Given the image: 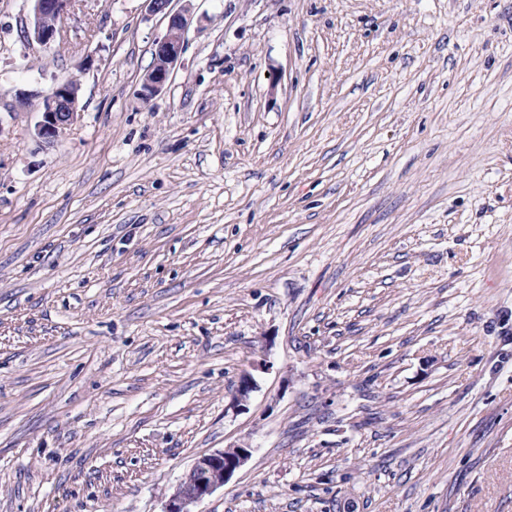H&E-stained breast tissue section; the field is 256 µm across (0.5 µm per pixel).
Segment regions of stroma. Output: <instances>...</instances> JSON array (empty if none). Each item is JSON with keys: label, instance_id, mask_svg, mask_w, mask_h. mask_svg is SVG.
I'll use <instances>...</instances> for the list:
<instances>
[{"label": "stroma", "instance_id": "35a3bbf8", "mask_svg": "<svg viewBox=\"0 0 512 512\" xmlns=\"http://www.w3.org/2000/svg\"><path fill=\"white\" fill-rule=\"evenodd\" d=\"M189 9L0 0V512H512V0ZM32 9L27 26L31 42L45 46L61 37L60 22L74 5L75 0H31ZM145 1L151 14L160 15L163 20H167L165 33L154 41L153 66L144 76L141 85V96L149 99L168 83L172 69L181 55L190 17L186 13L187 10L174 9V0ZM79 84L56 83L43 96L41 119L36 125L39 138L52 141L80 116ZM249 456V448L236 445L199 457L170 496L164 512H196L192 507L224 486Z\"/></svg>", "mask_w": 512, "mask_h": 512}]
</instances>
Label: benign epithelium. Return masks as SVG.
I'll list each match as a JSON object with an SVG mask.
<instances>
[{"label":"benign epithelium","instance_id":"benign-epithelium-1","mask_svg":"<svg viewBox=\"0 0 512 512\" xmlns=\"http://www.w3.org/2000/svg\"><path fill=\"white\" fill-rule=\"evenodd\" d=\"M27 37L42 46L61 36L60 22L75 0H31ZM148 10L167 21L165 33L153 44L154 62L146 73L140 94L149 99L168 83L178 61L190 24L186 10H176L174 0H146ZM80 85L56 83L43 96L41 119L36 125L39 138L52 141L80 116ZM250 456V449L236 445L199 457L177 491L170 496L165 512H194L192 507L223 486Z\"/></svg>","mask_w":512,"mask_h":512}]
</instances>
